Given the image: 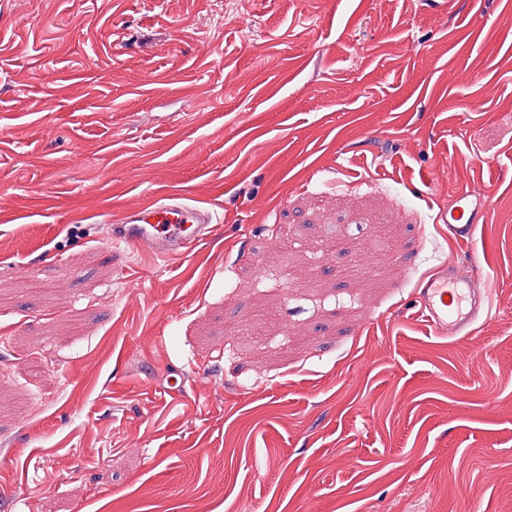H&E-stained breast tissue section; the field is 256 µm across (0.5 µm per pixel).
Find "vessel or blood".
Instances as JSON below:
<instances>
[{
  "instance_id": "b4317fda",
  "label": "vessel or blood",
  "mask_w": 512,
  "mask_h": 512,
  "mask_svg": "<svg viewBox=\"0 0 512 512\" xmlns=\"http://www.w3.org/2000/svg\"><path fill=\"white\" fill-rule=\"evenodd\" d=\"M486 208L483 195L464 191L455 195L450 208L440 211L438 221L447 226L452 239L464 244L473 238ZM212 231V210L178 195L125 209L110 227L113 241L144 249L150 256L160 259L187 254ZM419 294L422 317L443 335L461 334L475 322L484 306L483 298L465 297L456 281L450 278L420 283Z\"/></svg>"
}]
</instances>
